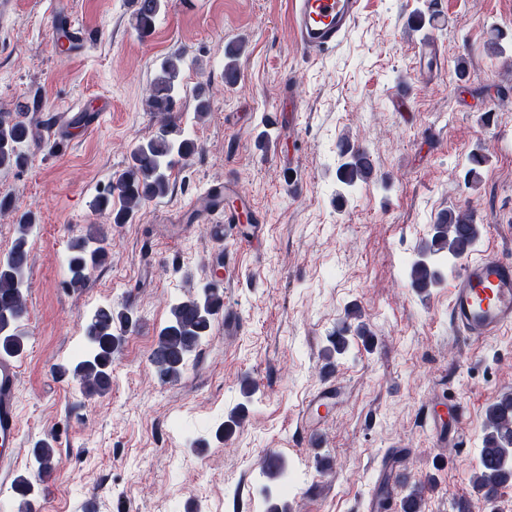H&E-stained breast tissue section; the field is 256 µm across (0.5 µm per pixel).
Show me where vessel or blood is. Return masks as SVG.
Instances as JSON below:
<instances>
[{"label":"vessel or blood","instance_id":"1","mask_svg":"<svg viewBox=\"0 0 512 512\" xmlns=\"http://www.w3.org/2000/svg\"><path fill=\"white\" fill-rule=\"evenodd\" d=\"M360 13V0H294V28L302 48L319 54L335 49L350 31ZM92 35L77 20H70L68 35L54 44L53 53L66 59L90 45ZM443 52L436 40L426 41L416 58V71L421 81L434 80ZM253 203L239 180L225 177L223 182L208 186L189 200L184 210L196 216L199 223L213 227L216 239H223L228 226H235L236 238L250 247H260L263 227L245 224L242 211L252 210ZM450 320L470 340L483 341L512 327V260L483 254L467 258L453 277L449 293ZM18 367L14 360L0 358V475H6L17 457L19 415L16 404ZM335 391L325 384L303 406L299 419L307 424L310 445H318L321 434L308 424L310 414H329L334 406ZM463 424V408L455 400H447L442 411L430 420L431 434L437 447H447L458 439ZM399 451H392L378 480L390 491H398L407 475L397 461Z\"/></svg>","mask_w":512,"mask_h":512}]
</instances>
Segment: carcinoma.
<instances>
[{
    "label": "carcinoma",
    "mask_w": 512,
    "mask_h": 512,
    "mask_svg": "<svg viewBox=\"0 0 512 512\" xmlns=\"http://www.w3.org/2000/svg\"><path fill=\"white\" fill-rule=\"evenodd\" d=\"M167 8V0H143L134 14L135 28L150 32L156 18ZM240 48L225 50L228 62L224 64V85L232 88L236 81L230 76L238 73ZM183 65L180 53L167 57L160 65L152 84L147 106L152 112H170L176 103L177 88ZM40 118L28 104L18 105L15 112H0V169L23 166L29 151L35 145ZM195 151L192 140L161 129L148 141L137 145L130 153L128 166L109 185L107 192L96 201L97 210L112 224L128 223L146 201L163 197L173 188L169 170L175 160L190 157ZM344 161L337 168V178L347 187L368 183L373 179L374 164L371 152L362 147L339 144ZM486 156L479 150L467 156L465 184L476 186L481 180L480 169ZM120 205L112 207V195ZM34 224L23 215L18 222V236L14 239L5 260L0 261V356H20L26 336L21 326L27 317L24 296V274L30 259L29 238ZM480 236L479 225L467 212L446 210L433 220V233L411 262V285L428 289L443 280L440 265L445 260L467 254ZM107 236L101 226L89 225L86 233L71 244L67 263L68 286L80 290L86 286L88 270L105 261ZM221 307V295L216 288H203L202 294L189 297L170 308L166 324L161 328L151 362L162 381L179 377L185 358L194 352L209 335L215 316ZM136 326L130 309L101 307L85 326L91 350L72 369V376L90 393H104L111 386L112 361L125 341L126 332ZM330 351L341 355L351 342L349 328L343 326L329 336ZM33 456L37 474L43 476L60 461L53 445L42 440L35 444ZM474 485L485 502L495 506L500 488L512 485V394L490 404L486 410V433L480 449ZM34 482L28 475L17 477L14 485L18 512H32Z\"/></svg>",
    "instance_id": "cac0c4a2"
}]
</instances>
